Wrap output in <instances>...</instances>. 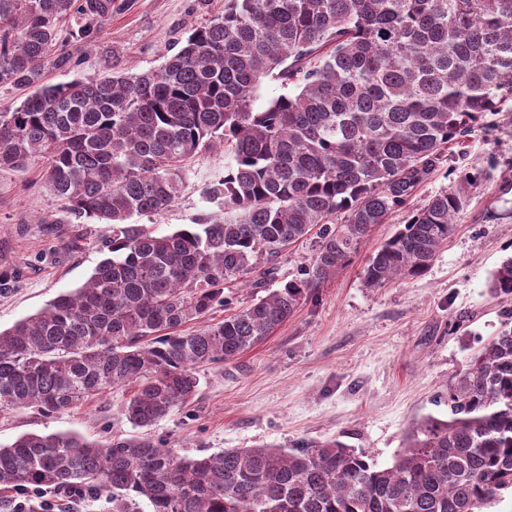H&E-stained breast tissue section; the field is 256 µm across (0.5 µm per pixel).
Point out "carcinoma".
Here are the masks:
<instances>
[{"instance_id":"1","label":"carcinoma","mask_w":512,"mask_h":512,"mask_svg":"<svg viewBox=\"0 0 512 512\" xmlns=\"http://www.w3.org/2000/svg\"><path fill=\"white\" fill-rule=\"evenodd\" d=\"M75 0H0V84L34 91L0 112V165L32 154L72 219L112 225L85 284L0 331V412L51 417L134 385L124 416L148 428L196 395L200 364L229 363L294 313L377 224L402 208L487 112L512 99V0H224L159 67L41 83ZM88 39L112 0H85ZM287 92L253 108L263 79ZM224 142L213 208L165 234L130 224L179 198L182 162ZM465 197L412 213L364 270L379 288L425 274ZM341 217V223L334 222ZM316 232L301 277L213 325L224 285L263 288L286 246ZM488 287L512 295V256ZM446 420L412 427L391 466L339 441L181 457L144 434L106 443L27 433L0 445L10 492L106 497L112 512H479L512 490V322L448 387Z\"/></svg>"}]
</instances>
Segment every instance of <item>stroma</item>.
I'll return each instance as SVG.
<instances>
[{
	"mask_svg": "<svg viewBox=\"0 0 512 512\" xmlns=\"http://www.w3.org/2000/svg\"><path fill=\"white\" fill-rule=\"evenodd\" d=\"M224 0H112V15L90 45L76 49L78 25L61 32L65 64L45 69L50 84L160 66L192 28L223 13ZM484 127L449 145L434 173L405 208L374 226L350 262L300 302L296 312L237 360L196 370L194 399L150 429L181 456L227 448L292 450L337 440L378 466L393 463L412 422L448 417V386L470 358L512 321V297L488 290L492 272L512 256V100L486 113ZM224 148L190 159L176 203L157 216L133 215L159 234L192 223L207 210L203 189L224 175ZM483 172L468 193L455 230L423 276L382 288L363 283L364 269L410 212L465 173ZM44 158L0 166V269L15 271L0 294V329L42 309L60 292L82 286L101 260L112 227L94 219L62 223ZM58 221L56 233L46 224ZM131 387L69 412L0 413V444L26 433H70L100 443L135 430L122 414Z\"/></svg>",
	"mask_w": 512,
	"mask_h": 512,
	"instance_id": "obj_1",
	"label": "stroma"
}]
</instances>
